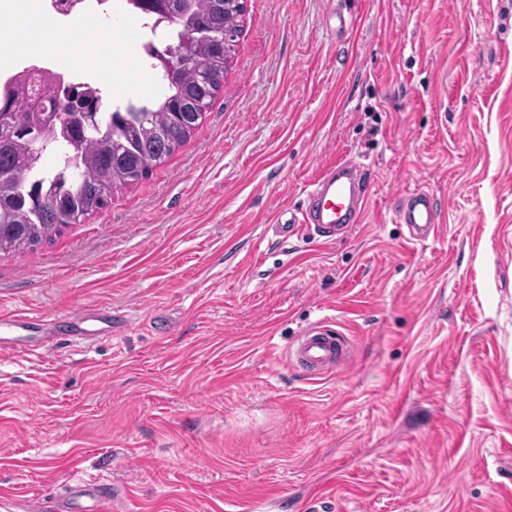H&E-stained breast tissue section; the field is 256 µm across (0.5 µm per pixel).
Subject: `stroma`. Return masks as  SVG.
<instances>
[{
	"label": "stroma",
	"instance_id": "1",
	"mask_svg": "<svg viewBox=\"0 0 512 512\" xmlns=\"http://www.w3.org/2000/svg\"><path fill=\"white\" fill-rule=\"evenodd\" d=\"M245 4L185 145L0 254V314L128 322L0 356V512L89 481L129 512H512V0ZM141 36L115 18L65 50L140 98ZM342 155L371 168L363 222L280 241L275 212ZM421 189L441 228L419 244L391 204ZM323 319L352 360L311 381L287 348ZM55 322V336L53 337V343L61 341L71 342L67 340L71 337H76L74 332L82 330L80 325L84 323H91L94 326L92 330L98 336H110L112 335V326L116 325V316L112 314V308L94 306L90 308L80 309L78 312L60 318L52 319Z\"/></svg>",
	"mask_w": 512,
	"mask_h": 512
}]
</instances>
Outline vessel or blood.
<instances>
[{"label":"vessel or blood","mask_w":512,"mask_h":512,"mask_svg":"<svg viewBox=\"0 0 512 512\" xmlns=\"http://www.w3.org/2000/svg\"><path fill=\"white\" fill-rule=\"evenodd\" d=\"M370 203V181L365 166L342 156L322 167L310 188L299 214L277 224L281 237L298 235L301 229L313 230L322 243L332 244L350 234L360 224ZM394 209L400 223L406 224L413 241L423 242L436 235L439 215L428 193L419 191L399 196ZM38 314L13 313L0 316V353L10 354L29 350L28 340L33 324H44ZM89 323L96 334L108 336L116 324L111 308L94 306L57 318L55 339L73 337L82 324ZM295 363L314 380L350 363L349 344L340 331L324 321L306 327L288 352ZM125 502L119 495L98 491L96 483L79 487L67 502L65 512H123Z\"/></svg>","instance_id":"1"}]
</instances>
